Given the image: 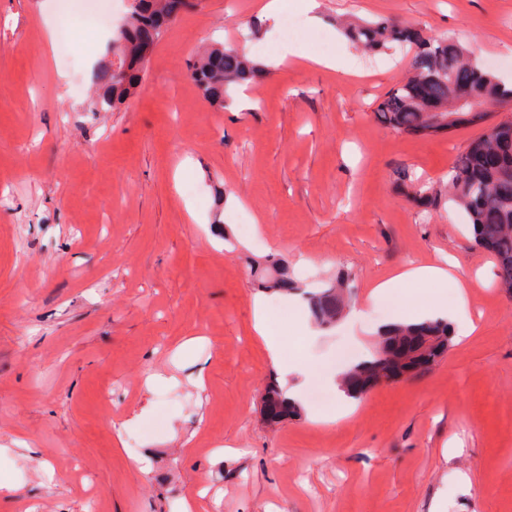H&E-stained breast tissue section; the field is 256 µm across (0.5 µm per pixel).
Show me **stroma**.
Listing matches in <instances>:
<instances>
[{"label": "stroma", "mask_w": 512, "mask_h": 512, "mask_svg": "<svg viewBox=\"0 0 512 512\" xmlns=\"http://www.w3.org/2000/svg\"><path fill=\"white\" fill-rule=\"evenodd\" d=\"M89 2L110 23L65 67L47 39L55 0H0V512H512V293L443 195L483 129L381 124L412 52L366 53L341 32L411 24L511 84L512 0H283L289 43L337 69L273 63L280 21L260 0H203L109 112L94 108V75L128 0L69 9ZM228 42L266 66L253 109L216 108L187 76ZM403 169L440 190L434 209L412 201ZM272 255L300 286L272 297L296 370L368 359L381 325L429 305L421 284L367 302L400 268L455 263L480 328L352 407L330 389L268 424L280 378L253 328L251 268ZM340 277L363 319L303 333L305 293Z\"/></svg>", "instance_id": "obj_1"}]
</instances>
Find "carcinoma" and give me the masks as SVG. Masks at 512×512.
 <instances>
[{
	"mask_svg": "<svg viewBox=\"0 0 512 512\" xmlns=\"http://www.w3.org/2000/svg\"><path fill=\"white\" fill-rule=\"evenodd\" d=\"M197 0H128L124 31L113 41L118 62L100 66L95 74V107L107 112L123 104L139 82L144 64L142 49L154 44L180 10L187 12ZM344 34L355 45L370 51L411 46L409 75L391 89L377 109L378 119L398 133L427 137L447 131L431 119L455 112L458 100L468 98L493 112L512 104V85L485 68L467 49L451 38L427 40L409 27L390 20L350 22ZM262 68L234 45L217 44L196 55L188 67L200 94L217 107L232 103L230 90ZM448 200L462 208L473 228L477 247H491L497 260V277L512 289V119L499 122L494 134L476 138L470 148L456 155L448 170ZM424 209L435 204L437 192L426 186L413 191ZM254 274L264 287L286 293L294 290L282 259L257 264ZM344 281L307 295L312 318L321 326L334 324L343 314ZM448 323L435 320L416 325H392L382 331V341L372 358L351 368L342 385L354 398L363 395L360 381L382 370L384 360L399 340L425 348L430 367L447 351Z\"/></svg>",
	"mask_w": 512,
	"mask_h": 512,
	"instance_id": "carcinoma-1",
	"label": "carcinoma"
}]
</instances>
